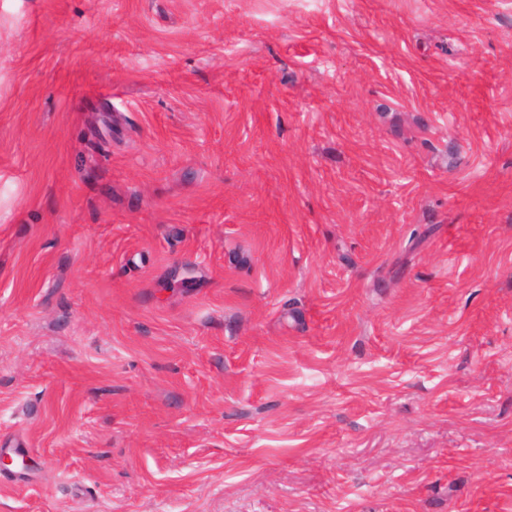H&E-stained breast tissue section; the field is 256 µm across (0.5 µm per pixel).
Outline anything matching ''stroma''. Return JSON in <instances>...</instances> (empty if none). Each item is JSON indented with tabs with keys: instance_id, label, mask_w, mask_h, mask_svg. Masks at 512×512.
Masks as SVG:
<instances>
[{
	"instance_id": "stroma-1",
	"label": "stroma",
	"mask_w": 512,
	"mask_h": 512,
	"mask_svg": "<svg viewBox=\"0 0 512 512\" xmlns=\"http://www.w3.org/2000/svg\"><path fill=\"white\" fill-rule=\"evenodd\" d=\"M0 512H512V0H0Z\"/></svg>"
}]
</instances>
